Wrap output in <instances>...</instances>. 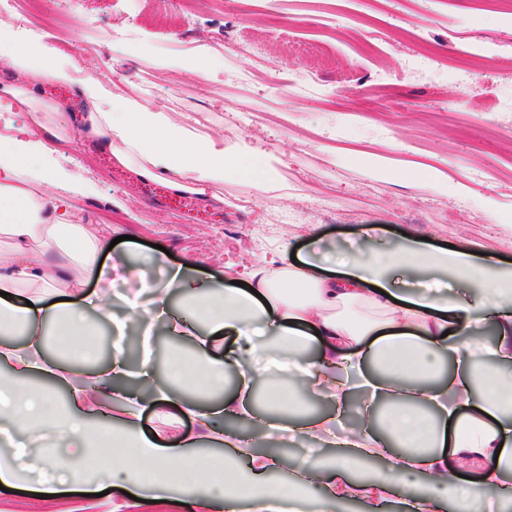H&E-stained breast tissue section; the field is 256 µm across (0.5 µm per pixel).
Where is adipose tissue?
<instances>
[{
  "mask_svg": "<svg viewBox=\"0 0 512 512\" xmlns=\"http://www.w3.org/2000/svg\"><path fill=\"white\" fill-rule=\"evenodd\" d=\"M0 77V111L17 104L27 112L19 133H0V362L11 372L10 383L0 384V421L21 434L56 436L69 455L65 463L47 456L23 469L18 462L29 448L17 444L13 460H0V486L22 496H60L122 483L136 495L142 468L157 466L164 487H200L191 512H239L243 505L249 512H298V495L308 488L328 501L362 496L368 512L390 504L400 512H481L488 501L512 512V377L504 372L512 365V274L465 249L431 250L410 238L384 251L339 254L330 275L312 257L271 260L250 269L244 288L212 286L189 262L171 269L164 286L140 283L164 331L183 345L166 363V382L150 359L130 369L117 342L110 361L87 373L94 389L70 383L68 405L34 388L35 373L70 382L63 362L47 356L48 342L72 351L75 339L89 336L90 317L111 318L115 267L135 272L121 256L101 261L100 229L84 224L70 200L76 187L58 194L57 172L36 167L34 154L58 153L78 133L176 193L218 187L239 173L268 188L279 159L225 146L131 100L104 109L93 79L79 89L85 112L68 123L62 107L40 92L43 82H69L68 68L21 43L0 42ZM429 268L461 286H480L479 303L399 288L392 278ZM91 281L97 289L89 294ZM222 334L232 344L219 343ZM12 336L21 344H9ZM229 373L236 384L228 391ZM199 386L221 401L183 399ZM358 390L369 398L370 421L337 435L342 409ZM314 392L334 407L310 419L295 399ZM147 409L161 431L195 418L208 440L234 447V454L160 444L140 430ZM228 419L250 420L268 441L285 434L340 451L326 466L296 461L290 479L275 482L269 474L279 458L226 431ZM104 442L116 449L109 479L73 472ZM374 455L389 462L385 478L363 487L348 480L358 459ZM465 468L471 478L461 477ZM412 475L429 478L434 494H415Z\"/></svg>",
  "mask_w": 512,
  "mask_h": 512,
  "instance_id": "adipose-tissue-1",
  "label": "adipose tissue"
}]
</instances>
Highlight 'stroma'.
<instances>
[{"instance_id": "stroma-1", "label": "stroma", "mask_w": 512, "mask_h": 512, "mask_svg": "<svg viewBox=\"0 0 512 512\" xmlns=\"http://www.w3.org/2000/svg\"><path fill=\"white\" fill-rule=\"evenodd\" d=\"M34 22L44 35L31 36L14 0H0L1 36L70 63L72 83L42 88L70 114L84 111L76 89L94 78L106 97L282 162L275 188L238 178L189 205L75 136L54 164L92 187L73 200L83 223L110 225L114 253L148 280L164 279L160 246L170 264L198 261L223 286L227 271L277 255L354 238L374 252L409 236L466 246L512 270V110L501 109L512 98V14L482 10L480 0H240L231 10L214 0H77L69 14L44 0ZM429 52L438 74L410 68ZM368 153L388 174L365 171ZM419 165L442 185L406 175ZM460 207L464 220L445 223ZM367 224L379 232L359 238ZM187 498L176 492L158 506L118 488L52 499L0 491V512H184Z\"/></svg>"}]
</instances>
